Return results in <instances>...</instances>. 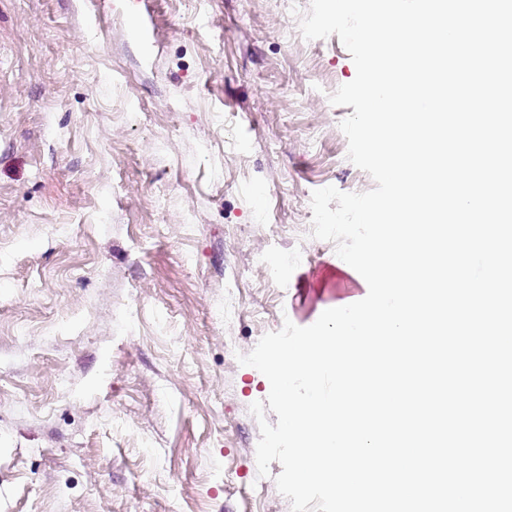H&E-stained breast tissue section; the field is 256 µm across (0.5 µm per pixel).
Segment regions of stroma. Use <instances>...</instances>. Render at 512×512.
<instances>
[{"label": "stroma", "instance_id": "stroma-1", "mask_svg": "<svg viewBox=\"0 0 512 512\" xmlns=\"http://www.w3.org/2000/svg\"><path fill=\"white\" fill-rule=\"evenodd\" d=\"M309 8L0 0V512H291L237 356L366 296L311 196L375 186Z\"/></svg>", "mask_w": 512, "mask_h": 512}]
</instances>
